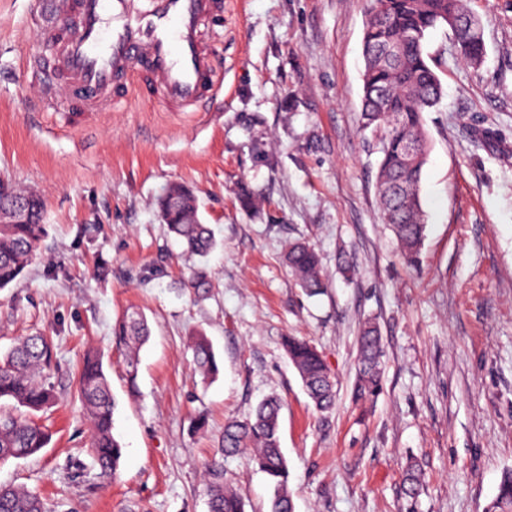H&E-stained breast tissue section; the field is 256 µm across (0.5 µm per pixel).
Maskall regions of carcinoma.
Here are the masks:
<instances>
[{"instance_id": "1", "label": "carcinoma", "mask_w": 512, "mask_h": 512, "mask_svg": "<svg viewBox=\"0 0 512 512\" xmlns=\"http://www.w3.org/2000/svg\"><path fill=\"white\" fill-rule=\"evenodd\" d=\"M462 19L459 36L464 42L478 29L465 0H370L363 35V127L378 141L377 194L383 223L391 226L403 260L415 266L426 236V215L420 197L423 168L428 157V140L423 113L431 111L442 96L438 76L430 65L427 38L431 31L448 26V17ZM393 46L401 53L387 54ZM415 141L419 153L409 159L404 143ZM29 199L26 220L0 224V289L9 288L33 264L46 233L43 197L27 188L8 185L0 193V204L15 198ZM162 223L185 246V251L207 256L216 242L210 227L198 217L197 199L183 185L170 186L158 203ZM288 266L309 297L323 294L325 282L320 260L313 248L293 244L287 253ZM116 341L125 346L127 382L136 388L139 351L149 339L143 316L128 315L114 327ZM286 353L299 373L315 408L326 412L334 404V381L322 355L308 342L288 336ZM357 394H376L381 373V336L366 323L360 333ZM191 348L196 370L205 378L218 373L217 357L210 339L198 334ZM53 345L43 335L25 336L7 352L0 353V464L32 456L45 448L51 434L34 420L35 413L55 400L50 374ZM77 394L91 427L90 454L103 483L111 481L122 458V446L113 434L116 400L102 355L86 352L77 375ZM281 401L263 399L253 417L230 421L205 465L209 512H245L244 496L235 479L224 472V458L240 454L265 473L272 487L271 512H293L288 491L289 471L279 445ZM422 487L418 464L409 461L404 475V495L415 499ZM0 512H48L40 495L18 486L0 485ZM487 512H512V470L502 476Z\"/></svg>"}]
</instances>
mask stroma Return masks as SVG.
Segmentation results:
<instances>
[{"mask_svg": "<svg viewBox=\"0 0 512 512\" xmlns=\"http://www.w3.org/2000/svg\"><path fill=\"white\" fill-rule=\"evenodd\" d=\"M224 2L208 32L224 91L208 111L165 112L144 96L74 119L41 107L26 65L38 0H0V177L47 204L37 260L0 290V351L51 336L58 397L35 416L50 443L1 464L0 484L40 492L50 512H208L203 463L225 421L273 394L294 512H486L512 469V0H468L483 30L480 68L450 32L428 37L443 98L424 115L427 228L415 268L381 220L377 142L362 124L366 0ZM173 183L194 190L214 232L207 259L183 253L158 217ZM296 241L320 255V296L285 262ZM131 312L151 331L133 390L112 335ZM368 319L384 372L360 400ZM198 332L220 360L208 383L192 362ZM288 335L315 346L335 378L330 412L315 410ZM90 347L104 357L124 446L107 485L76 393ZM202 415L207 427L192 431ZM410 457L425 478L413 502ZM224 469L245 512H269L247 456Z\"/></svg>", "mask_w": 512, "mask_h": 512, "instance_id": "1", "label": "stroma"}]
</instances>
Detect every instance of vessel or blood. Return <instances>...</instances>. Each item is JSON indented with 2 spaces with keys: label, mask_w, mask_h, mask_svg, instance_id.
<instances>
[{
  "label": "vessel or blood",
  "mask_w": 512,
  "mask_h": 512,
  "mask_svg": "<svg viewBox=\"0 0 512 512\" xmlns=\"http://www.w3.org/2000/svg\"><path fill=\"white\" fill-rule=\"evenodd\" d=\"M224 0H40L28 57L47 107L108 112L147 92L197 112L221 87L208 26Z\"/></svg>",
  "instance_id": "vessel-or-blood-1"
}]
</instances>
